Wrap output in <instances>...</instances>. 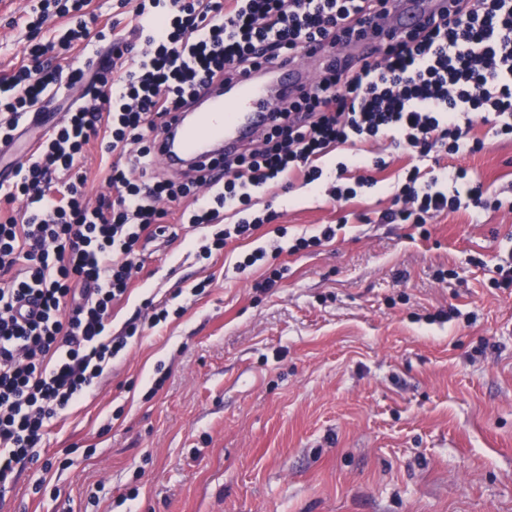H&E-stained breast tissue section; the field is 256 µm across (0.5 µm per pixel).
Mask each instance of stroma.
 <instances>
[{
  "label": "stroma",
  "instance_id": "stroma-1",
  "mask_svg": "<svg viewBox=\"0 0 512 512\" xmlns=\"http://www.w3.org/2000/svg\"><path fill=\"white\" fill-rule=\"evenodd\" d=\"M30 6L0 0V80L26 62ZM473 133L484 149L454 165L512 195V139ZM370 148L387 166L352 200L263 194L287 235L267 225L208 260L202 228L150 243L153 276L112 331L148 298L184 314L144 328L52 425L53 469L19 470L0 512H512V288L492 285L512 210L444 214L426 238L377 223L411 157ZM327 225L331 241L293 251ZM258 247L286 270L267 292L236 269Z\"/></svg>",
  "mask_w": 512,
  "mask_h": 512
}]
</instances>
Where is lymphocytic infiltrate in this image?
I'll use <instances>...</instances> for the list:
<instances>
[{"label":"lymphocytic infiltrate","mask_w":512,"mask_h":512,"mask_svg":"<svg viewBox=\"0 0 512 512\" xmlns=\"http://www.w3.org/2000/svg\"><path fill=\"white\" fill-rule=\"evenodd\" d=\"M90 0H34L29 29L52 17L62 34L28 44L25 65L0 83V143L12 142L36 105L79 90V103L0 185V490L17 464L51 468L43 441L53 421L99 384L138 335L111 331L112 313L144 270L148 243L172 230L165 219L206 226L204 257L253 238L277 212L257 196L281 182L326 184L347 201L384 168L363 142L381 136L416 159L396 184L388 224L424 226L442 213L512 209L450 158L483 150L475 124L512 138V0H437L411 32L382 24L390 0H135L124 28L100 25ZM103 41L111 57L75 56ZM370 43L359 56L336 46ZM311 43L333 50L309 86L282 98L265 140L223 160L224 181L199 174L176 182L153 145L172 112L202 88L271 64ZM98 144L107 190L88 198L80 167ZM352 151L335 170L331 148ZM430 160L428 170L419 163ZM356 170L354 184L344 178ZM238 219L228 224L225 212Z\"/></svg>","instance_id":"1"}]
</instances>
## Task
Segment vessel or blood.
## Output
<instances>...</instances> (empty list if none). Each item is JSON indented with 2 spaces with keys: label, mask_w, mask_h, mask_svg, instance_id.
<instances>
[{
  "label": "vessel or blood",
  "mask_w": 512,
  "mask_h": 512,
  "mask_svg": "<svg viewBox=\"0 0 512 512\" xmlns=\"http://www.w3.org/2000/svg\"><path fill=\"white\" fill-rule=\"evenodd\" d=\"M406 3L397 15L396 26L401 30L412 29L430 12L426 0ZM319 56L318 47L311 45L293 60L234 78L226 88L211 86L195 109L175 113L167 131L159 135L155 151L161 167H174L181 160L207 165L218 153L236 151L248 141L254 127L271 119L268 82H278L284 92L293 91L298 77L308 73Z\"/></svg>",
  "instance_id": "1"
}]
</instances>
